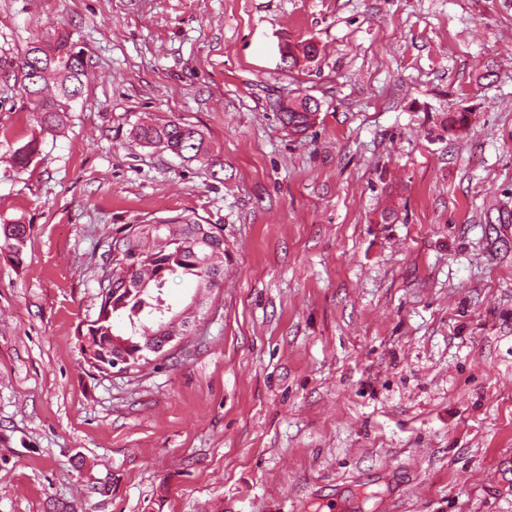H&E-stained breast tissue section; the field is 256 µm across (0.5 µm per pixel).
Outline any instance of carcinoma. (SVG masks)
<instances>
[{
    "mask_svg": "<svg viewBox=\"0 0 512 512\" xmlns=\"http://www.w3.org/2000/svg\"><path fill=\"white\" fill-rule=\"evenodd\" d=\"M288 68H307L319 55L311 40L285 46ZM37 63L57 83V95L42 106L40 123L58 126L72 103L82 94L86 77L83 52L75 50L65 34L54 40L31 42L18 64L24 94L40 96L43 88L32 81L30 69ZM320 104L305 95L280 109V121L294 135H302L312 125ZM133 135L140 142L160 147L186 162L208 157L209 148L198 129L170 120L163 124L137 125ZM27 238L24 224L0 228V252H16ZM115 249L109 250V264L102 267L99 278V313L83 333L82 355L88 367L105 371L121 357L129 358L137 368L149 362V346L162 323L170 331L188 335L184 322L174 319L184 304L166 296L170 277H186L194 286V295H210L224 281V235L212 232L209 224L176 218L163 222L160 230L149 224H127L112 238ZM124 276L128 284L112 286L113 278Z\"/></svg>",
    "mask_w": 512,
    "mask_h": 512,
    "instance_id": "cac0c4a2",
    "label": "carcinoma"
}]
</instances>
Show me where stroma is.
Returning a JSON list of instances; mask_svg holds the SVG:
<instances>
[{"instance_id": "stroma-1", "label": "stroma", "mask_w": 512, "mask_h": 512, "mask_svg": "<svg viewBox=\"0 0 512 512\" xmlns=\"http://www.w3.org/2000/svg\"><path fill=\"white\" fill-rule=\"evenodd\" d=\"M60 32L87 79L47 128L13 72ZM172 119L212 163L132 133ZM175 216L221 225L223 287L166 356L89 369L113 236ZM14 223L0 512H512V0H0ZM286 58H288V69L302 67L307 68L319 55V48L311 40H304L294 44L288 43L285 46ZM300 99L302 111H297V101ZM310 101L313 103L310 105ZM320 111V104L311 96L305 95L288 102L280 109V121L294 135H302L312 125L314 117ZM313 117V118H311Z\"/></svg>"}]
</instances>
